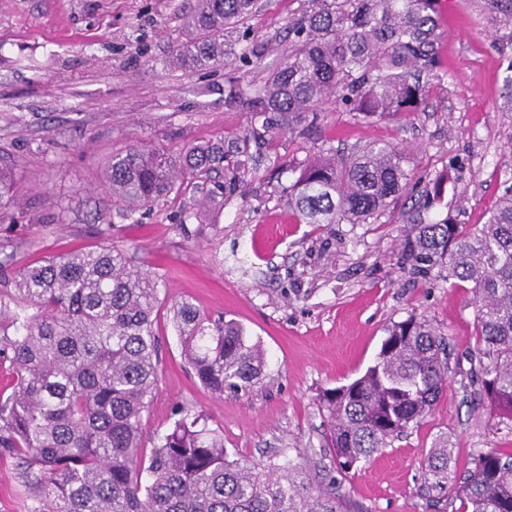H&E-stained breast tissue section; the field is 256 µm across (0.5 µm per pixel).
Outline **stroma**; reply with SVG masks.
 <instances>
[{
    "label": "stroma",
    "mask_w": 512,
    "mask_h": 512,
    "mask_svg": "<svg viewBox=\"0 0 512 512\" xmlns=\"http://www.w3.org/2000/svg\"><path fill=\"white\" fill-rule=\"evenodd\" d=\"M198 0H0V164L15 175L14 203L0 211V241L19 260L97 245L93 216L112 201L100 188L112 156L133 146L174 155L187 144L250 131L253 115L226 102L229 82L260 85L288 54V24L303 0H257L247 23L255 57L210 69H174L172 49ZM439 79L418 112L365 122L323 105L316 125L261 142L244 194L224 197L223 170L193 178L154 207L117 219L112 240L160 277L159 383L142 419L145 448L166 434L179 407L224 437L233 458L305 465L325 480L323 390L371 365L392 324L416 315L448 342V388L420 425L369 463L337 474L350 512H465L439 493L421 461L439 436L452 450L449 480L489 448L512 449V419L475 404L468 355L476 308L446 269L415 273L402 252L413 219L455 213L485 223L512 185V112L500 107L505 64L494 37L463 0H440ZM406 151L411 181L390 212L365 224H301L288 207L294 170L320 152L368 142ZM446 176L444 197L423 210ZM239 323L267 357L249 391L218 395L187 364L172 299Z\"/></svg>",
    "instance_id": "obj_1"
}]
</instances>
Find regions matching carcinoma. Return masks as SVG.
Returning a JSON list of instances; mask_svg holds the SVG:
<instances>
[{
	"mask_svg": "<svg viewBox=\"0 0 512 512\" xmlns=\"http://www.w3.org/2000/svg\"><path fill=\"white\" fill-rule=\"evenodd\" d=\"M439 0H310L288 26L286 60L250 90L231 83L226 99L245 106L265 132L314 124L336 100L363 119L410 114L439 77ZM498 40L512 72V0H466ZM255 0H199L188 20L196 37L176 45L180 67L203 68L255 55L242 28ZM250 137L230 146H188L176 158L133 147L104 169L102 191L126 219L184 180L227 166L224 189H241ZM230 164H224L225 160ZM406 154L376 141L351 154L318 155L288 186V208L304 224H366L390 210L409 184ZM21 245L0 241V362L13 377L0 393V452L14 458L27 512H345L336 482L313 481L290 461L241 462L224 437L188 408L150 456L141 420L159 379L155 324L160 279L122 249L102 243L17 264ZM403 253L419 273L448 270L452 288L471 285L476 308L477 400L512 419V187L484 224L452 215L412 224ZM189 366L222 395L249 391L266 356L235 322L186 300L171 303ZM448 345L415 315L393 324L374 363L320 406L340 471L366 463L432 412L448 387ZM448 436L425 454L431 486L448 491ZM455 496L470 512H512V452L482 451Z\"/></svg>",
	"mask_w": 512,
	"mask_h": 512,
	"instance_id": "1",
	"label": "carcinoma"
}]
</instances>
